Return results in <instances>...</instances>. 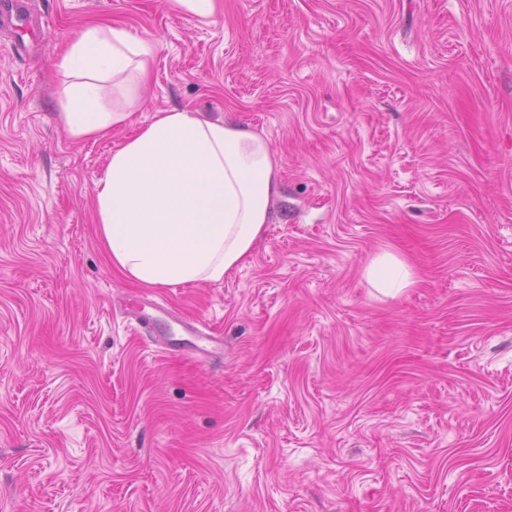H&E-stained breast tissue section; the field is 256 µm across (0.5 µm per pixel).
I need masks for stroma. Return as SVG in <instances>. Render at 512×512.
<instances>
[{"instance_id": "1", "label": "stroma", "mask_w": 512, "mask_h": 512, "mask_svg": "<svg viewBox=\"0 0 512 512\" xmlns=\"http://www.w3.org/2000/svg\"><path fill=\"white\" fill-rule=\"evenodd\" d=\"M0 33V512H512V0H23ZM89 22L154 48L75 140ZM189 109L266 138L270 222L222 282L144 288L93 221L111 151ZM417 282L386 298L381 250ZM166 302L223 353L174 355ZM150 44L127 29L89 24L79 30L55 62L64 80L58 93L59 117L66 134L97 140L126 121L125 106L133 104L147 83ZM112 84V100L106 84Z\"/></svg>"}]
</instances>
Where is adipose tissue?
<instances>
[{
	"instance_id": "ef3b65f1",
	"label": "adipose tissue",
	"mask_w": 512,
	"mask_h": 512,
	"mask_svg": "<svg viewBox=\"0 0 512 512\" xmlns=\"http://www.w3.org/2000/svg\"><path fill=\"white\" fill-rule=\"evenodd\" d=\"M150 44L89 24L55 63L66 134L97 140L126 121L147 82ZM279 178L265 138L187 109L160 112L113 151L95 182L94 222L112 267L146 288L223 281L269 221ZM368 283L397 296L415 282L395 253H378Z\"/></svg>"
}]
</instances>
